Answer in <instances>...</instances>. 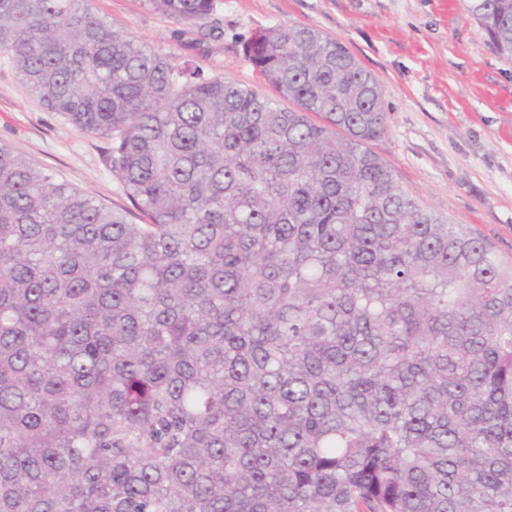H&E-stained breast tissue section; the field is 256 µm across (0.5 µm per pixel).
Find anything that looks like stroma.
<instances>
[{"label": "stroma", "mask_w": 512, "mask_h": 512, "mask_svg": "<svg viewBox=\"0 0 512 512\" xmlns=\"http://www.w3.org/2000/svg\"><path fill=\"white\" fill-rule=\"evenodd\" d=\"M218 38L197 41L147 0H89L113 29L204 72L259 79L241 46L294 23L342 42L383 88L387 129L370 149L418 203L512 261V58L490 50L470 0H218ZM0 141L109 208L138 211L107 170L104 139L77 131L27 91L0 53Z\"/></svg>", "instance_id": "1"}]
</instances>
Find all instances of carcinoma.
I'll return each mask as SVG.
<instances>
[{
    "label": "carcinoma",
    "instance_id": "carcinoma-1",
    "mask_svg": "<svg viewBox=\"0 0 512 512\" xmlns=\"http://www.w3.org/2000/svg\"><path fill=\"white\" fill-rule=\"evenodd\" d=\"M470 12L512 58V0ZM0 51L144 218L0 142V512H512V264L366 147L341 42L251 35L272 96L87 0H0Z\"/></svg>",
    "mask_w": 512,
    "mask_h": 512
}]
</instances>
